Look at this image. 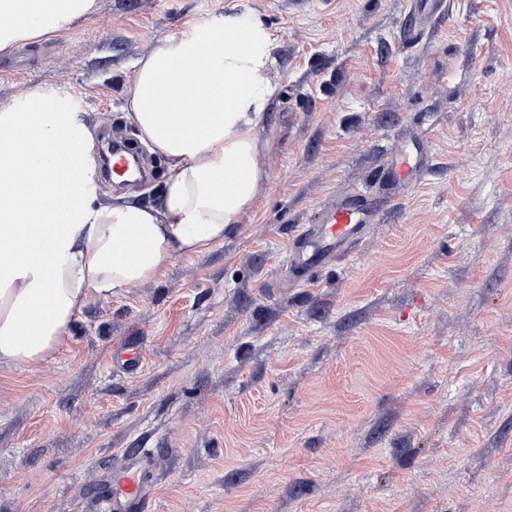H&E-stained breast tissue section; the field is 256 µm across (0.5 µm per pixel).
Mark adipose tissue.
Segmentation results:
<instances>
[{
    "mask_svg": "<svg viewBox=\"0 0 512 512\" xmlns=\"http://www.w3.org/2000/svg\"><path fill=\"white\" fill-rule=\"evenodd\" d=\"M97 0H0V51L90 17ZM271 36L227 15L137 60L129 117L166 161L158 203L101 201L94 134L70 98L0 107V370L57 352L90 303L223 245L267 182Z\"/></svg>",
    "mask_w": 512,
    "mask_h": 512,
    "instance_id": "ef3b65f1",
    "label": "adipose tissue"
}]
</instances>
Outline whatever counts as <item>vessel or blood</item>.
Instances as JSON below:
<instances>
[{
  "mask_svg": "<svg viewBox=\"0 0 512 512\" xmlns=\"http://www.w3.org/2000/svg\"><path fill=\"white\" fill-rule=\"evenodd\" d=\"M419 154L402 150L390 161L387 173L395 179L408 178L420 165ZM375 213L361 195H352L333 207L318 224L306 225L298 235L300 245L293 264L309 271L330 265L352 244L361 240ZM141 346L126 343L121 352V366L128 374L143 367ZM154 479V455L139 449L127 452L120 469L112 474V489L106 499L109 512H147L146 491Z\"/></svg>",
  "mask_w": 512,
  "mask_h": 512,
  "instance_id": "vessel-or-blood-1",
  "label": "vessel or blood"
}]
</instances>
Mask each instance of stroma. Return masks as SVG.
Masks as SVG:
<instances>
[{
    "label": "stroma",
    "mask_w": 512,
    "mask_h": 512,
    "mask_svg": "<svg viewBox=\"0 0 512 512\" xmlns=\"http://www.w3.org/2000/svg\"><path fill=\"white\" fill-rule=\"evenodd\" d=\"M98 0L0 54V106L69 97L92 155L133 65L175 32L260 16L278 87L270 180L222 246L89 304L47 362L0 372V512H103L155 449L148 512H512V0ZM419 147L410 179L382 172ZM360 193L362 242L287 279L303 225ZM138 341L135 375L113 367Z\"/></svg>",
    "instance_id": "stroma-1"
}]
</instances>
